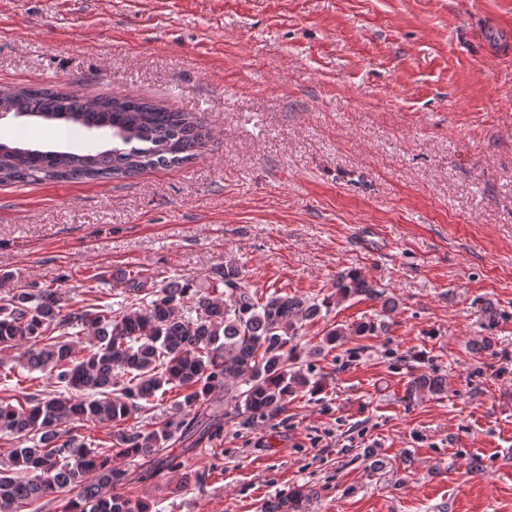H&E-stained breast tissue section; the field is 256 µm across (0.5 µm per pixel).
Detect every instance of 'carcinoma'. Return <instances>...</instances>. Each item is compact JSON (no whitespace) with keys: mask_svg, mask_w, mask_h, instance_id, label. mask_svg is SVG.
<instances>
[{"mask_svg":"<svg viewBox=\"0 0 512 512\" xmlns=\"http://www.w3.org/2000/svg\"><path fill=\"white\" fill-rule=\"evenodd\" d=\"M2 112L71 124L112 147L78 153L0 141V183L131 178L186 164L211 139L192 113L145 98L91 100L22 87L0 90ZM211 274V285L195 288L175 277L149 287V277L130 273L117 310L95 297L65 313L58 289L37 283L0 298V348L22 347V368L42 373L55 387L28 392L14 405L9 393L17 391L19 374L0 366V512H23L48 494L74 489L66 512H151L148 502L116 489L132 476L146 482L183 469L185 457L168 451L170 444L189 452L222 441L226 402L243 424L276 417L289 398L320 390L314 359L340 336L385 331L380 318L345 331L332 327L300 365L299 328L321 316L326 303L279 291L260 297L234 265ZM335 288L338 302L383 299L355 270L337 273ZM447 391L446 378L434 370L413 376L406 389L409 397ZM168 393L176 398L161 420L125 426ZM75 423L112 424L110 445L91 435L64 436L61 427ZM128 460L135 469L120 467ZM317 496L315 486L302 485L267 500L262 512H306Z\"/></svg>","mask_w":512,"mask_h":512,"instance_id":"1","label":"carcinoma"}]
</instances>
